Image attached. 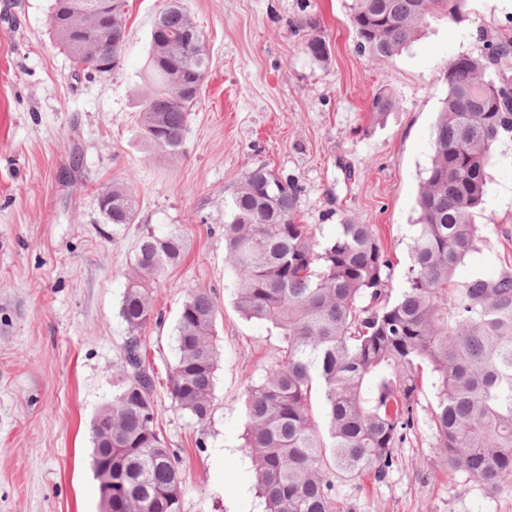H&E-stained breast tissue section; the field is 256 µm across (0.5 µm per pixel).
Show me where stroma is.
I'll use <instances>...</instances> for the list:
<instances>
[{
	"instance_id": "stroma-1",
	"label": "stroma",
	"mask_w": 512,
	"mask_h": 512,
	"mask_svg": "<svg viewBox=\"0 0 512 512\" xmlns=\"http://www.w3.org/2000/svg\"><path fill=\"white\" fill-rule=\"evenodd\" d=\"M182 2L205 36L210 69L182 153L161 157L138 135L148 92L140 75L169 0H127L122 65L94 79L73 77L49 30L52 0H0V512H101L90 426L122 376L119 310L148 226L178 228L184 239L180 261L152 290L162 322L144 331L155 415L179 458L182 512H263L241 404L282 343L233 303L224 218L243 173L263 164L298 180L300 219L321 235L345 219L374 225L402 288L448 62L512 36V0H468L462 24L436 18L401 53L372 58L356 47L351 0ZM305 14L320 23L326 62L301 48L294 23ZM384 86L396 105L377 123L368 106ZM496 154L476 219L480 251L458 268L461 279L512 273V140ZM114 182L131 188L135 223H105L99 195ZM191 288L216 305L220 362L203 427L166 388ZM435 403L425 386L385 482L338 480L354 512H512V490L490 495L445 471Z\"/></svg>"
}]
</instances>
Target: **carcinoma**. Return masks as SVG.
Masks as SVG:
<instances>
[{
    "instance_id": "obj_1",
    "label": "carcinoma",
    "mask_w": 512,
    "mask_h": 512,
    "mask_svg": "<svg viewBox=\"0 0 512 512\" xmlns=\"http://www.w3.org/2000/svg\"><path fill=\"white\" fill-rule=\"evenodd\" d=\"M466 0H352L349 20L359 51L391 57L429 20L463 21ZM55 0L51 33L74 72L105 76L119 67L127 40L126 0ZM152 26L142 72L150 91L139 132L158 155L179 153L194 100L187 89L209 71L202 45L182 42L194 25L177 0ZM304 53L321 62L329 47L316 18ZM505 54H462L448 63V92L436 123L430 164L417 196L418 219L404 285L390 288L395 267L373 226L349 220L320 238L299 220L300 187L265 166L248 169L224 224L225 258L235 274L233 300L245 318L282 336L275 363L245 391V447L250 449L265 512H349L336 497L341 477L382 481L396 448L414 427L427 381L437 390L432 418L442 464L484 490L512 489V274L496 278L456 270L477 252L475 216L484 209L496 145L512 139V80ZM395 106L385 88L369 110L381 121ZM107 224H133L136 199L115 183L99 197ZM183 253L176 229H146L120 308L128 336L123 378L92 424L98 485L112 468V512H181L178 459L154 409L156 381L141 332L154 319L151 288ZM216 307L191 289L176 327V360L167 375L171 399L196 424L211 419L219 353ZM320 395L324 416L312 413Z\"/></svg>"
}]
</instances>
